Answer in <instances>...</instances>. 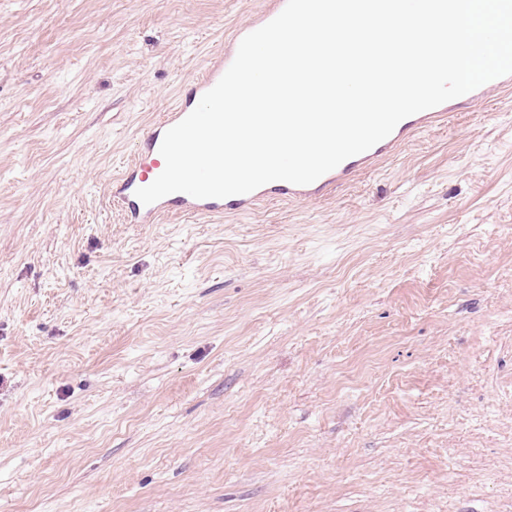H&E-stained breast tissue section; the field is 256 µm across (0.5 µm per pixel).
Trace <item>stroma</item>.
I'll use <instances>...</instances> for the list:
<instances>
[{"label":"stroma","instance_id":"35a3bbf8","mask_svg":"<svg viewBox=\"0 0 512 512\" xmlns=\"http://www.w3.org/2000/svg\"><path fill=\"white\" fill-rule=\"evenodd\" d=\"M262 0H0V512H512V100L302 203L110 184Z\"/></svg>","mask_w":512,"mask_h":512}]
</instances>
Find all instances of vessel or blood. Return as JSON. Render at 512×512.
Returning <instances> with one entry per match:
<instances>
[{"label": "vessel or blood", "mask_w": 512, "mask_h": 512, "mask_svg": "<svg viewBox=\"0 0 512 512\" xmlns=\"http://www.w3.org/2000/svg\"><path fill=\"white\" fill-rule=\"evenodd\" d=\"M286 2L287 0H271L269 8L262 11L257 20L236 31V39H243L273 20L282 12ZM236 54V48L229 44L225 45L217 51L201 77L181 87L175 105L155 122L144 139L139 142L123 173L113 180V202L120 207L129 223L154 224L169 213L194 217L242 214L252 211L266 200L297 201L321 195L347 176L372 168L383 158L397 155L416 133L445 123L451 113L465 111L479 102H494L502 93L512 90V74H506L484 83L463 96L409 116L402 120L388 137L371 149L346 159L310 184L295 185L285 181H274L250 193L224 199H196L184 193H173L152 204H143L135 192L151 184L163 171L165 161L159 149L166 131L183 120L197 106L201 97L223 76Z\"/></svg>", "instance_id": "1"}]
</instances>
